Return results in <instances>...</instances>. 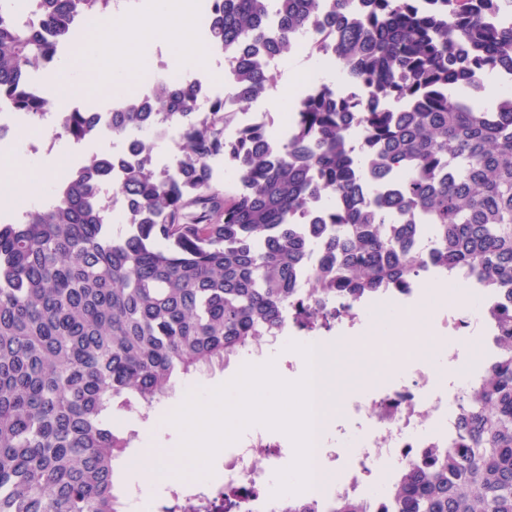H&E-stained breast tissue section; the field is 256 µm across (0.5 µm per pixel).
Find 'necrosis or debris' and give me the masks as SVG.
I'll return each mask as SVG.
<instances>
[{
	"mask_svg": "<svg viewBox=\"0 0 512 512\" xmlns=\"http://www.w3.org/2000/svg\"><path fill=\"white\" fill-rule=\"evenodd\" d=\"M467 285L483 302L477 312L448 303L425 317L426 326L436 327L441 338L455 343L464 372L445 376L431 362L418 359L400 365L391 386L351 402L350 413L357 424L351 441L332 442L323 431H316V462L323 470L336 473L335 483L305 497L272 496L268 488L283 452L271 447L262 433H246L225 452L221 484L193 482L170 487L165 498L151 503L150 512H198L221 502L227 494L237 500L234 512H294L305 501L315 512H334L344 500L363 505L367 512H381L389 502L392 484L425 454L445 449L454 437L463 403L487 365L489 354L478 345L494 321L491 306L501 291L475 279ZM412 296L409 288L383 289L376 307L353 304L342 325L364 327L390 304L412 316Z\"/></svg>",
	"mask_w": 512,
	"mask_h": 512,
	"instance_id": "obj_1",
	"label": "necrosis or debris"
}]
</instances>
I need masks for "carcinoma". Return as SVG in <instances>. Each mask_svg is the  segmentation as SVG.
Segmentation results:
<instances>
[{
  "label": "carcinoma",
  "instance_id": "obj_1",
  "mask_svg": "<svg viewBox=\"0 0 512 512\" xmlns=\"http://www.w3.org/2000/svg\"><path fill=\"white\" fill-rule=\"evenodd\" d=\"M114 0H29L28 19L0 0V99L36 121L46 93L32 69ZM209 42L235 74L237 101L265 97L263 59L284 58L304 32L326 29L309 56L343 66L357 91L324 82L291 102L285 144L263 128L228 129L235 113L202 107L192 84L156 80L99 113L60 114L56 137L83 144L133 133L126 156L93 153L66 167L49 201L0 221V512H124L115 463L138 434L114 413L145 415L176 382L222 366L277 335L311 253L313 294L347 300L334 313L297 307L299 328L326 332L349 303L421 273L418 239L448 275L512 284V95L493 109L452 90L512 71V23L491 25L512 0H217ZM182 130L174 159L154 141ZM364 146H353L354 128ZM237 174L215 180L214 160ZM121 168L129 230L112 236L101 189ZM327 219L294 223L317 200ZM498 351L468 397L448 450L410 467L395 512H512V288L492 308Z\"/></svg>",
  "mask_w": 512,
  "mask_h": 512
}]
</instances>
